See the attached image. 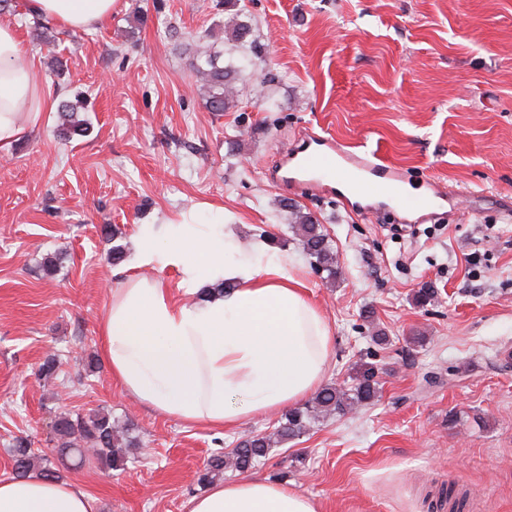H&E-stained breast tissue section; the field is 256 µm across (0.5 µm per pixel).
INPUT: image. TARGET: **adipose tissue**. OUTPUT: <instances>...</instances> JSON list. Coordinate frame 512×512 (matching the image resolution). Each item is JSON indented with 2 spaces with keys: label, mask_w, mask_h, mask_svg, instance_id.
<instances>
[{
  "label": "adipose tissue",
  "mask_w": 512,
  "mask_h": 512,
  "mask_svg": "<svg viewBox=\"0 0 512 512\" xmlns=\"http://www.w3.org/2000/svg\"><path fill=\"white\" fill-rule=\"evenodd\" d=\"M118 0H25L67 30L108 22ZM43 73L14 25L0 21V152L39 129L50 106ZM175 268L174 289L140 275ZM99 317L103 360L141 406L187 423L233 427L294 405L322 382L331 328L283 254L266 240L243 248L222 220L184 214L142 233ZM85 487L39 476L0 480V512H94ZM315 501L259 478L218 483L189 512H318Z\"/></svg>",
  "instance_id": "obj_1"
}]
</instances>
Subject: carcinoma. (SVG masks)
<instances>
[{"label": "carcinoma", "instance_id": "cac0c4a2", "mask_svg": "<svg viewBox=\"0 0 512 512\" xmlns=\"http://www.w3.org/2000/svg\"><path fill=\"white\" fill-rule=\"evenodd\" d=\"M229 40L232 47L227 50L231 54L245 46L265 50L256 46L252 38L250 25L240 22L233 26ZM193 71L207 107L212 112H225L233 106L237 96V70L231 64L219 62V56L203 47L199 49L193 62ZM81 106L65 103L61 106L62 122L59 134L65 138L82 135L87 132V120L80 112ZM296 223L299 225L301 242L307 255L314 263L329 275L336 274V254L329 248L326 235L312 216L300 211L295 212ZM106 239L114 241L108 254L112 263L116 264L123 258L124 247L115 243L121 238L120 228L104 229ZM59 369V357L49 354L44 357L37 370L39 380L47 383L56 378ZM377 394L375 372L368 370L349 390L325 387L321 389L305 406L296 408L284 415V420L271 434L255 433L240 440L227 452L214 454L199 475V482L209 484L224 478L228 469L245 471L255 466L266 457L276 444L292 440L327 414L345 415L369 404ZM134 423L120 422L112 418L108 412L89 414L67 413L59 416L54 423L57 445L52 448H33L26 439H18L10 449L13 475L24 478L34 469L47 479H59V472L53 467L54 456H76L84 460V447L93 451L97 462L111 470L125 468L126 450L139 447L137 437L133 436Z\"/></svg>", "mask_w": 512, "mask_h": 512}]
</instances>
